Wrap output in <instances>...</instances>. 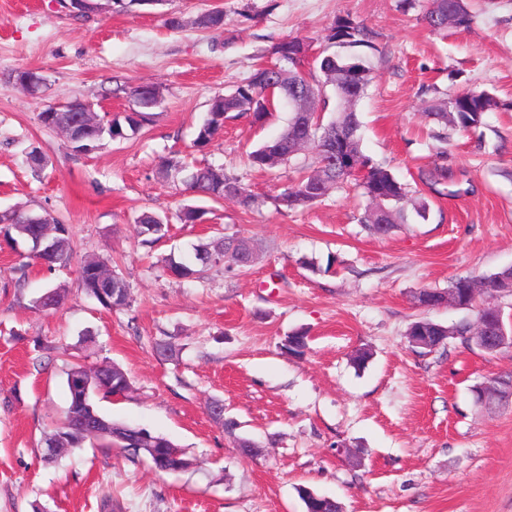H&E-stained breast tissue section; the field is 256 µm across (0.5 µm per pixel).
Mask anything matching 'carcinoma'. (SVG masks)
Listing matches in <instances>:
<instances>
[{
    "instance_id": "1",
    "label": "carcinoma",
    "mask_w": 512,
    "mask_h": 512,
    "mask_svg": "<svg viewBox=\"0 0 512 512\" xmlns=\"http://www.w3.org/2000/svg\"><path fill=\"white\" fill-rule=\"evenodd\" d=\"M453 10L458 19V26L467 27L472 21L467 0H427L423 19L433 31H440L443 26L440 17L448 10ZM199 28L217 33L224 32L226 16L219 8L211 9L200 14L194 20ZM327 47L336 44L344 47L374 48L366 27L352 19L350 16H338L324 36ZM307 43L298 39H286L273 47V53L281 61L280 65L259 66L251 76L224 96L213 98L209 104L208 116L198 130L194 146L206 147L224 127V114L228 112L246 113L252 122H264L272 115L267 107L265 90L277 86L274 97L288 99L295 93H308L317 97L319 104H326V83L330 76L344 73L348 77V88L353 93L364 95L371 77L369 70L361 63L360 58L344 59L334 53L322 51L314 60L312 68L299 71L294 67L293 58L288 51L295 53L302 51ZM112 93H121L133 98L144 109L155 107L161 102L162 91L157 85L134 86L128 83H118ZM498 108L497 100L486 92L464 90L447 98H434L424 107V116L433 120L443 128L456 132L469 133L478 129L483 123L485 115ZM89 129L85 132L86 141L96 145L107 139L115 140L127 136V132H136L140 121L131 115L119 120L110 115L94 114L88 118ZM314 128L308 134L307 149L314 154V161L307 168L305 174L290 188L297 195L308 197L311 190L317 188L327 179L336 181V187L342 188L348 184L353 185L361 195L369 201V205L377 209L374 218L361 217V223L378 237L390 234L393 229L405 222L404 204L409 203L417 215L425 216L429 204L426 199L414 196V191L408 184L400 182L391 170L385 166L374 164L368 157H363L367 171L363 174H338L336 168L328 163L329 156L327 142L322 137L325 128L344 127L359 131L361 122L358 112H344L336 108L334 116L327 122L317 124L311 120ZM299 131L298 122L290 118L284 130L274 139L264 142L248 153L252 167L258 169H273L292 160L288 156V141L293 134ZM172 173L184 174L185 189L191 190L197 196L214 202L226 200V192L235 189L244 193V200L238 205L248 209L255 202L253 194L240 181V179L224 170L222 166H195L188 165L182 158L172 156L165 160L162 174L168 176ZM35 216L25 212H12L0 217V222L7 224L4 235H12L36 243L41 225L32 223ZM49 223L57 225V235L41 242L40 249L33 250V258L46 262L50 270L55 265H65L69 262L72 249L70 245L69 229L60 224L54 217H49ZM169 217L155 213L144 212L137 219L136 231L144 238V243L153 244L164 238L168 232ZM246 238L239 236H224L200 242L193 247V253L186 257L175 258L170 256L165 260V270L179 279H199L204 271L212 266L222 265L226 269H243L238 264L237 255L241 243ZM106 263L100 260L85 262L79 268L78 280L81 289L89 296L95 298L103 307L108 309H121L129 304L130 290L124 277L118 275L104 283L94 274L97 268H103ZM512 283V268L505 269L492 275L483 276H457L449 281L448 290L451 291L459 303L476 310L475 320H480L489 307L499 297L503 287ZM433 321L419 319L410 324L406 335L415 336L424 331L429 336L428 348L419 349V353H431L448 343V338H460L467 346H474L479 350L493 354L495 350L473 335V324L463 323L448 328V337L441 338V333L429 329ZM308 348L306 332L298 330L284 338L282 349L295 356H301ZM83 376L89 388V405H94L93 398L101 396L109 398L124 391L122 374L112 372V366L105 365L97 368H88L81 363H73L66 370V376ZM105 423L106 427L95 433L87 421L89 410L80 402L77 395L69 393V404L60 426L52 433L44 436L41 446L53 444L59 451L52 456H43V459L56 462L74 449L80 448L87 441L102 442L108 448H122L129 460L136 462L147 456L143 450L136 449L132 443L133 436L138 428L126 422L114 420L94 411ZM298 494L304 503L305 512H341V506L335 500L318 495L306 487L298 488Z\"/></svg>"
}]
</instances>
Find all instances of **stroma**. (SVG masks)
<instances>
[{
	"label": "stroma",
	"instance_id": "1",
	"mask_svg": "<svg viewBox=\"0 0 512 512\" xmlns=\"http://www.w3.org/2000/svg\"><path fill=\"white\" fill-rule=\"evenodd\" d=\"M213 8L227 15L223 33L192 23ZM172 11L181 30L164 25ZM471 11L469 27L434 31L423 0H159L85 17L57 0H0V78L32 68L47 82L37 96L0 87V214L50 213L67 225L73 252L50 270L29 261V243L0 236V512H100L106 494L112 512H304L302 486L344 512H512V403L489 412L472 393L512 375V347L488 355L452 338L423 356L405 336L420 317L448 326L474 317L416 307L420 289L512 268V0H471ZM340 15L375 45L365 59L374 80L357 105L362 150L429 204L422 217L406 209L383 238L360 224L366 202L351 186L305 209L278 205L311 153L267 171L248 153L280 134L285 107L261 125L228 117L207 147L193 146L211 98L274 64L282 40L322 50ZM118 80L163 89L134 135L80 154L40 124L46 104L74 98L127 111L129 99L111 94ZM465 89L499 106L476 132L450 134L447 155L436 156L424 103ZM34 146L48 160L40 172L26 162ZM175 152L224 166L255 204L203 201L179 177H158ZM437 165L447 181H422ZM184 206L204 209L202 223L176 222ZM145 211L172 216L162 241L137 236ZM219 233L254 241L258 260L193 282L164 273L166 258ZM98 256L128 281V307L81 293L79 265ZM301 257L319 272L301 268ZM58 284L69 290L63 306L35 308ZM296 330L309 336L301 357L280 348ZM160 339L179 345L177 359L155 354ZM360 350L370 358L358 369L350 359ZM77 360L118 364L132 391L100 409L170 439L193 468L158 472L88 443L44 461L39 441L64 414ZM215 398L235 434L209 415ZM239 435L252 453L237 448Z\"/></svg>",
	"mask_w": 512,
	"mask_h": 512
}]
</instances>
